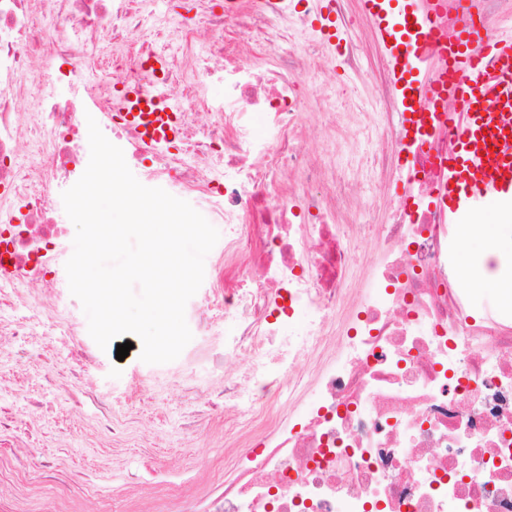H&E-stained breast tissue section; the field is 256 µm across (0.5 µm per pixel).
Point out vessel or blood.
Returning <instances> with one entry per match:
<instances>
[{
	"label": "vessel or blood",
	"mask_w": 512,
	"mask_h": 512,
	"mask_svg": "<svg viewBox=\"0 0 512 512\" xmlns=\"http://www.w3.org/2000/svg\"><path fill=\"white\" fill-rule=\"evenodd\" d=\"M384 40L393 92L403 123L442 106V120L456 131L443 163L439 195L448 221L493 203L512 209V27L490 43L480 41L473 0H363ZM316 21L329 45L343 43L335 0H320ZM455 29L439 44V69L428 52L442 23ZM128 121L147 138L168 144L178 135L181 112L169 96L134 87L123 93Z\"/></svg>",
	"instance_id": "1"
}]
</instances>
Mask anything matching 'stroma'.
Masks as SVG:
<instances>
[{"label":"stroma","mask_w":512,"mask_h":512,"mask_svg":"<svg viewBox=\"0 0 512 512\" xmlns=\"http://www.w3.org/2000/svg\"><path fill=\"white\" fill-rule=\"evenodd\" d=\"M356 22L360 71L378 70L384 44L363 9ZM378 111L375 90L357 73L310 90L302 107L303 149L322 151L313 126L334 89ZM40 324L16 336L11 321L32 310L17 301L0 322V512H214L232 473L225 456L224 372L192 348L147 364L140 348L117 360L101 350L69 292L38 294ZM180 496H171V487Z\"/></svg>","instance_id":"stroma-1"}]
</instances>
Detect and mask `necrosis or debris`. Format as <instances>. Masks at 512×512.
Masks as SVG:
<instances>
[{
	"mask_svg": "<svg viewBox=\"0 0 512 512\" xmlns=\"http://www.w3.org/2000/svg\"><path fill=\"white\" fill-rule=\"evenodd\" d=\"M190 9L192 29L161 0H0V301L61 286L71 229L54 205L87 168L95 119L129 168L224 227L212 285L244 366L224 395L251 416L224 441L236 474L217 512H512V313L465 288V241L434 204L451 134L406 130L386 72L371 79L384 111L329 113L321 136L368 132L372 175L401 185L385 220L353 223L349 181L303 150L298 109L304 86L353 69L354 42L298 53L293 32L312 28L296 0ZM103 35L119 48L107 67L89 52ZM239 42L267 66L242 63ZM216 84L219 101L201 92ZM133 86L179 100L176 149L115 117Z\"/></svg>",
	"mask_w": 512,
	"mask_h": 512,
	"instance_id": "4bbe7bcc",
	"label": "necrosis or debris"
}]
</instances>
